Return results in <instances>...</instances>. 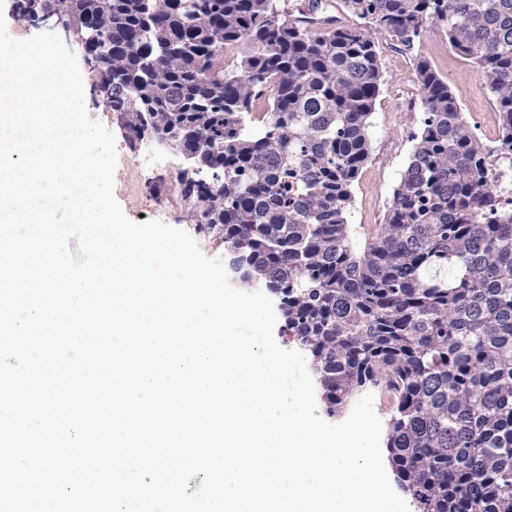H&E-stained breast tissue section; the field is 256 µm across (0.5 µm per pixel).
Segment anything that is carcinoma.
I'll use <instances>...</instances> for the list:
<instances>
[{
	"label": "carcinoma",
	"mask_w": 512,
	"mask_h": 512,
	"mask_svg": "<svg viewBox=\"0 0 512 512\" xmlns=\"http://www.w3.org/2000/svg\"><path fill=\"white\" fill-rule=\"evenodd\" d=\"M343 2L369 28L318 16L320 0L296 15L281 0H17V14L57 6L93 36L104 103L184 159L188 220L279 300L325 414L380 392L416 512H512V209L489 161L495 143L512 152V0ZM432 27L476 64L498 139L419 60L412 152L357 251L346 214L384 82L375 34L410 49Z\"/></svg>",
	"instance_id": "obj_1"
}]
</instances>
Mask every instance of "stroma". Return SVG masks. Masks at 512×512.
Masks as SVG:
<instances>
[{"label": "stroma", "mask_w": 512, "mask_h": 512, "mask_svg": "<svg viewBox=\"0 0 512 512\" xmlns=\"http://www.w3.org/2000/svg\"><path fill=\"white\" fill-rule=\"evenodd\" d=\"M376 41L384 68V83L371 116V159L352 188L348 214L351 240L359 249L365 244L364 225L384 221L387 203L412 147L411 135L420 123L418 60H429L447 79L469 120H478L495 110L475 65L450 49L441 30H430L409 52L400 50L395 38L388 34H377ZM80 72L87 85L85 105L90 118L104 124L115 136V198L128 219L139 221L141 216L150 214L155 199L168 194L167 172L142 170L138 163L139 150L131 145L119 116L104 106L93 89L94 72L85 64L81 65Z\"/></svg>", "instance_id": "1"}]
</instances>
